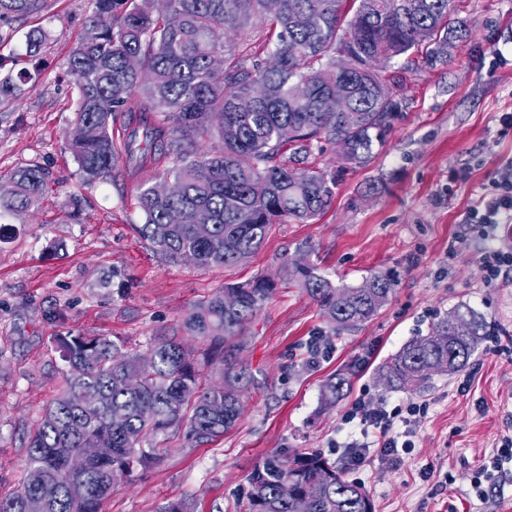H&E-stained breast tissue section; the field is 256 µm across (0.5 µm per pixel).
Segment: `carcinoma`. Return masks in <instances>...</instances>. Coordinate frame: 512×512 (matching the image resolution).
<instances>
[{
  "label": "carcinoma",
  "instance_id": "obj_1",
  "mask_svg": "<svg viewBox=\"0 0 512 512\" xmlns=\"http://www.w3.org/2000/svg\"><path fill=\"white\" fill-rule=\"evenodd\" d=\"M156 2L88 0L68 61L79 88L71 150L87 179H102L135 142L134 130L122 148L112 137L130 100L139 95L144 111L162 115V124L146 129L144 146L171 160L162 179L178 181L182 192L160 198L156 183L141 184L135 200L144 222L135 230L173 258L195 254L199 267L233 266L258 250L272 225L323 215L336 189V174L315 163L323 143L339 139L347 160L366 162L373 142L402 117L418 70L448 63L467 31L456 0H351L346 23V0H166L163 14ZM41 7L42 0H0V21ZM252 23L271 34L265 63L214 38ZM131 56L140 70L128 66ZM336 93L339 111H325L322 98ZM0 185L1 214L26 210L42 199L46 174L32 165L0 174ZM285 272L337 336L377 315L395 287L386 273L338 286L307 259ZM275 290L260 276L227 283L196 304L180 331L211 343L200 354L176 335L161 336L145 365L141 353L106 336L63 337L64 387L30 436L22 484L0 497V512H28L35 497L44 512H103L112 492L162 462L164 449L143 448L148 436L182 431L204 443L233 428L250 383L239 357L244 336ZM229 295L234 308L224 305ZM484 335L480 317L453 308L386 362L389 387L427 390L433 376L461 370ZM216 366L224 371L219 388L205 382ZM348 387L343 375L328 380L323 404ZM116 408L127 412L118 425ZM81 448L111 453L74 471L69 461ZM285 480L308 499L309 512H367L372 504L365 487L320 452H273L249 475L244 512H294L280 493Z\"/></svg>",
  "mask_w": 512,
  "mask_h": 512
}]
</instances>
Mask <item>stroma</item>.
Masks as SVG:
<instances>
[{
  "mask_svg": "<svg viewBox=\"0 0 512 512\" xmlns=\"http://www.w3.org/2000/svg\"><path fill=\"white\" fill-rule=\"evenodd\" d=\"M470 36L451 62L418 72L402 118L363 165L325 145L320 167L337 174L331 208L312 224L273 225L261 249L235 266L200 268L162 254L134 230L140 184L162 174L165 156L133 150L107 177L87 181L71 150L79 92L68 59L89 15L86 0H44L38 15L0 26V78L26 69L21 94L0 100V173L45 168L38 207L0 216V496L24 476L27 444L66 373L57 348L70 334L105 336L145 351L176 332L199 301L224 284L273 277L274 296L250 324L242 358L254 382L238 424L197 445L157 435L164 460L114 492L105 512H159L193 499L197 512H241L247 477L267 454L314 449L370 493L374 512H512V464L477 496L474 472L512 436V274L482 281L476 256L512 252V223L483 234L465 225L490 179L512 162V0H464ZM46 40L25 56V35ZM307 252L339 285L371 274L397 280L389 302L354 331L331 334L318 306L285 278L283 264ZM464 306L487 335L468 365L438 375L429 390L389 388L382 366L412 338ZM325 355L310 358L313 346ZM346 374L351 390L321 407L324 383ZM401 409L425 405L414 446L397 462L351 464L344 417L357 397Z\"/></svg>",
  "mask_w": 512,
  "mask_h": 512,
  "instance_id": "stroma-1",
  "label": "stroma"
}]
</instances>
